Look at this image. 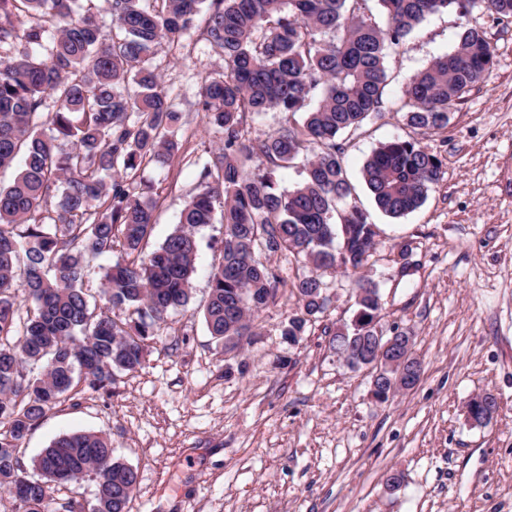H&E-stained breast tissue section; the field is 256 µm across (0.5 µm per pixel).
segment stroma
<instances>
[{
    "label": "stroma",
    "mask_w": 512,
    "mask_h": 512,
    "mask_svg": "<svg viewBox=\"0 0 512 512\" xmlns=\"http://www.w3.org/2000/svg\"><path fill=\"white\" fill-rule=\"evenodd\" d=\"M481 29L494 57L486 82L424 142L443 161L441 179L416 211L383 214L362 179L366 158L395 136L416 137L388 109L345 136L350 198L378 228L366 270L380 283L384 335L414 338L417 385L385 403L372 377L330 350L351 321L348 279H331L325 313L298 343L279 325L297 306L280 298L258 318V336L229 352L209 335L203 309L209 271L221 261L224 226L197 233L199 253L186 309L147 341L141 369L111 390L79 383L19 443L24 470L65 433L109 436L138 472L128 512H512V20L487 5L430 16L389 49V90L451 51L463 26ZM222 60L205 45L161 50L151 65L181 114L187 152L137 173L156 193L150 245L164 241L197 188V170L219 145L197 104L202 77ZM411 265L399 276L398 251ZM496 398L485 426L464 406ZM401 483L384 487L391 472Z\"/></svg>",
    "instance_id": "stroma-1"
}]
</instances>
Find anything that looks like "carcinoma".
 <instances>
[{"label":"carcinoma","instance_id":"cac0c4a2","mask_svg":"<svg viewBox=\"0 0 512 512\" xmlns=\"http://www.w3.org/2000/svg\"><path fill=\"white\" fill-rule=\"evenodd\" d=\"M79 0H0V169L22 158L13 182L0 185V499L11 512H56L49 489L92 475L88 507L69 512H127L136 471L95 432L55 438L25 475L18 442L75 384L106 389L135 372L145 342L169 311L187 305L196 272L195 230L221 208L223 260L210 274L203 317L210 335L233 349L257 336L258 314L286 290L298 307L281 326L290 343L324 312L316 299L329 271L352 278L355 320L330 340L336 354L375 356L380 287L361 270L377 227L345 206L352 185L339 137L383 112L390 97L386 50L428 16L450 8L464 16L475 0H378L386 23L366 15L367 0H109L113 33ZM224 67L199 88L206 124L222 146L198 171L199 191L179 225L145 252L155 198L134 176L159 158L177 156L180 113L149 60L197 29ZM493 50L483 31L464 27L453 51L410 77L399 98L406 125L423 133L448 127V110L486 81ZM53 98V107L46 104ZM284 119L252 135L266 112ZM258 159L252 170L247 162ZM302 162L305 177L280 189L283 173ZM442 160L424 142L394 137L362 168L377 207L391 217L418 209L441 176ZM124 257L95 269L93 257ZM286 253L294 276L268 257ZM99 276L97 297L86 288ZM23 295H18V292ZM132 308L127 322L116 311ZM391 359L414 366V338L399 333ZM491 395L465 406L468 421L491 422Z\"/></svg>","mask_w":512,"mask_h":512}]
</instances>
